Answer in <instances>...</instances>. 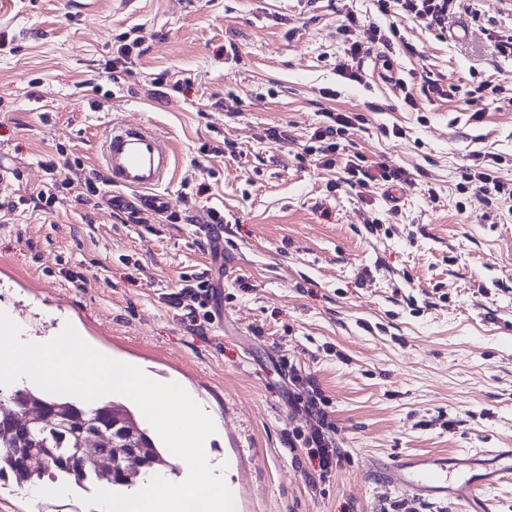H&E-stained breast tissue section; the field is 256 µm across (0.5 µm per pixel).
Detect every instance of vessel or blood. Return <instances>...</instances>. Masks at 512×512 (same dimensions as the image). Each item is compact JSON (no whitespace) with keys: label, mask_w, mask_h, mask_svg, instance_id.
Listing matches in <instances>:
<instances>
[{"label":"vessel or blood","mask_w":512,"mask_h":512,"mask_svg":"<svg viewBox=\"0 0 512 512\" xmlns=\"http://www.w3.org/2000/svg\"><path fill=\"white\" fill-rule=\"evenodd\" d=\"M174 165L170 145L145 126L112 127L103 143V170L107 185L135 191L136 207L156 210L160 200L155 189ZM391 483L409 492L424 494L448 486L447 459L392 457L386 467Z\"/></svg>","instance_id":"vessel-or-blood-1"}]
</instances>
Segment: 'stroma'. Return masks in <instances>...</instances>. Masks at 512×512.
I'll list each match as a JSON object with an SVG mask.
<instances>
[{
	"mask_svg": "<svg viewBox=\"0 0 512 512\" xmlns=\"http://www.w3.org/2000/svg\"><path fill=\"white\" fill-rule=\"evenodd\" d=\"M349 13L358 27L345 37ZM456 18L458 38L395 21L377 0H0V199L58 187L54 205L0 217V309L23 338L69 324L192 392L220 420L211 446L238 512H393L406 500L418 512H512V478L469 505L410 497L383 471L423 454L474 474L512 467L492 454L512 448V211L459 189L484 153L512 180V95L489 91L512 83V57L495 46L512 32V0H463ZM393 24L391 51L363 55L362 82L338 76L349 40ZM125 32L143 41L116 76ZM164 70L179 91L154 86ZM328 110L364 117L346 153L410 182L362 194L302 155ZM124 124L175 151L157 193L181 221L76 202ZM271 127L287 142L268 139ZM216 210L220 265L198 228ZM193 275L222 284L199 328L169 303ZM292 372L328 399L343 461L324 480L288 447L289 432L310 428ZM69 490L30 499L1 480L0 512H95L83 503L95 485Z\"/></svg>",
	"mask_w": 512,
	"mask_h": 512,
	"instance_id": "1",
	"label": "stroma"
}]
</instances>
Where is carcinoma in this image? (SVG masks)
I'll return each instance as SVG.
<instances>
[{"label": "carcinoma", "mask_w": 512, "mask_h": 512, "mask_svg": "<svg viewBox=\"0 0 512 512\" xmlns=\"http://www.w3.org/2000/svg\"><path fill=\"white\" fill-rule=\"evenodd\" d=\"M13 410L22 412L27 406L55 405L67 412L77 414L86 425L83 431L77 430L67 421L53 417L42 421H29L20 416L18 420L0 413V479L8 476L16 482H36L44 477L51 480H73L77 484L99 479L92 464L82 465L80 457L84 454V442L88 437H101L112 443V419L120 416L132 426L149 448L153 459L163 463L165 458L153 438L140 427L131 409L123 402L111 401L86 410L69 401L49 400L32 389L15 392L11 398ZM36 448L49 455L46 464L25 474L18 469L16 449ZM114 474L109 484L114 488L128 487L134 484L140 473L126 463L121 455L113 458Z\"/></svg>", "instance_id": "carcinoma-1"}]
</instances>
